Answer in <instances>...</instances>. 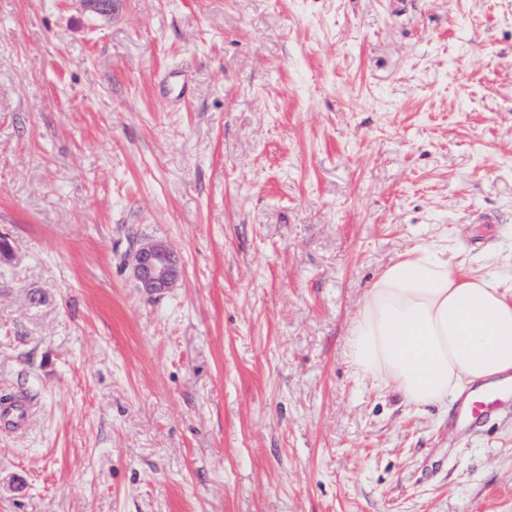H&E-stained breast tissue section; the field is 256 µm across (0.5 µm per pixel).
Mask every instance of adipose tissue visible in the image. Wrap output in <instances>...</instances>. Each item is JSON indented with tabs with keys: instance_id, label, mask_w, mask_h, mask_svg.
<instances>
[{
	"instance_id": "adipose-tissue-1",
	"label": "adipose tissue",
	"mask_w": 512,
	"mask_h": 512,
	"mask_svg": "<svg viewBox=\"0 0 512 512\" xmlns=\"http://www.w3.org/2000/svg\"><path fill=\"white\" fill-rule=\"evenodd\" d=\"M466 271L461 252L417 243L381 270L350 321L346 362L415 410L512 379V275Z\"/></svg>"
}]
</instances>
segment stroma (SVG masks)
<instances>
[{
  "mask_svg": "<svg viewBox=\"0 0 512 512\" xmlns=\"http://www.w3.org/2000/svg\"><path fill=\"white\" fill-rule=\"evenodd\" d=\"M0 235V512H512V397L344 357L406 247L512 255V0H0ZM131 264L139 286L149 293L171 288L179 274L176 256L162 241L141 244L133 251ZM496 394V391L489 390L483 396H471L465 404L468 418L477 421L490 413L501 400L495 397Z\"/></svg>",
  "mask_w": 512,
  "mask_h": 512,
  "instance_id": "35a3bbf8",
  "label": "stroma"
}]
</instances>
